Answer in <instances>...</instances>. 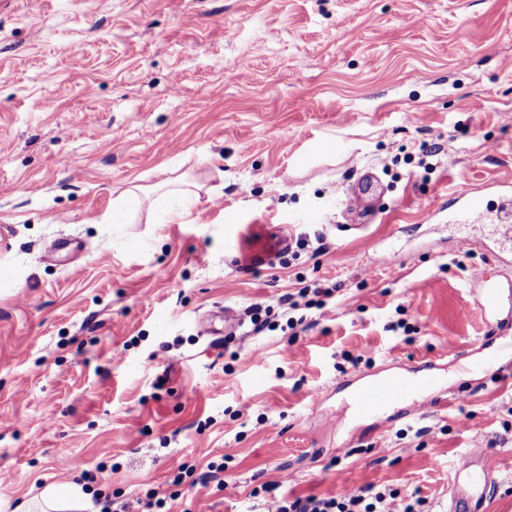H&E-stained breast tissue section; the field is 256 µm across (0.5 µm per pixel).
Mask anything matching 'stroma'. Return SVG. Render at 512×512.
I'll list each match as a JSON object with an SVG mask.
<instances>
[{"label":"stroma","mask_w":512,"mask_h":512,"mask_svg":"<svg viewBox=\"0 0 512 512\" xmlns=\"http://www.w3.org/2000/svg\"><path fill=\"white\" fill-rule=\"evenodd\" d=\"M169 180L183 215L113 223ZM504 181L512 0H0V512L95 470L108 495L162 492L224 456V488L171 512H263L274 481L448 512L473 452L484 512H512V334L471 291L512 278ZM462 183L479 210L449 201ZM284 235L326 249L244 266ZM317 283L338 292L307 329L244 335L247 306ZM486 346L498 373L460 372L452 352ZM429 365L447 405L349 414L363 377ZM168 199V193L160 195L155 198H151L149 196L140 197L135 190L132 188L120 195L116 206H113L112 210V221L113 223H125V205L128 200H133L136 202L138 207H146L148 211H153L159 208L163 203H165Z\"/></svg>","instance_id":"obj_1"}]
</instances>
